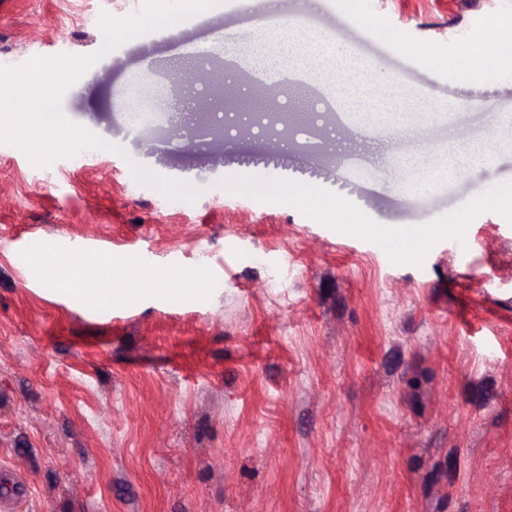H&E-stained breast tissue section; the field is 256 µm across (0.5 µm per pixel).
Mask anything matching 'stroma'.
<instances>
[{
	"mask_svg": "<svg viewBox=\"0 0 512 512\" xmlns=\"http://www.w3.org/2000/svg\"><path fill=\"white\" fill-rule=\"evenodd\" d=\"M224 2L127 41L66 92L63 113L107 149L36 167L0 144V497L25 487L21 512H512V69L488 26L512 0H275L280 25L452 104L411 131L349 123L292 68L272 95L321 112L287 139L201 142L166 118L132 134L115 99L133 77L206 87L248 56L258 16ZM143 5L5 0L0 66L92 54L101 14ZM203 43L215 51L191 70ZM476 46L493 67L474 82L460 61ZM464 142L489 152L474 173L397 188L393 156ZM347 166L367 177L343 204ZM270 172L263 190L244 182ZM488 187L497 200L458 222ZM429 214L441 228L416 256L373 233ZM24 251L108 256L123 278L143 257L172 291L92 307L17 265Z\"/></svg>",
	"mask_w": 512,
	"mask_h": 512,
	"instance_id": "35a3bbf8",
	"label": "stroma"
}]
</instances>
